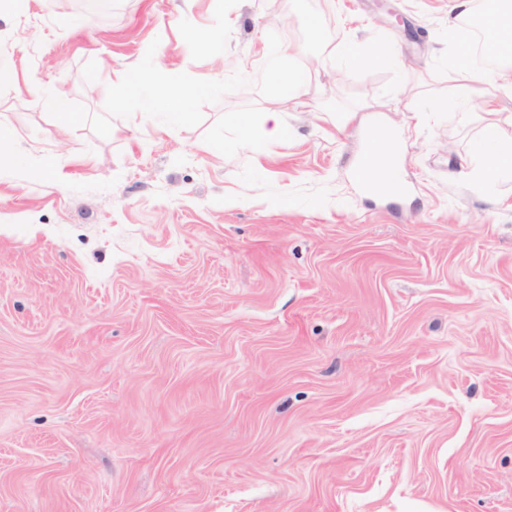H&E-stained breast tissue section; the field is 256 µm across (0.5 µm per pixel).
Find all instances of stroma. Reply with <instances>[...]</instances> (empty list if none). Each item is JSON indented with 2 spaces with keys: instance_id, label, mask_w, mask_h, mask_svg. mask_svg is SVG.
I'll use <instances>...</instances> for the list:
<instances>
[{
  "instance_id": "obj_1",
  "label": "stroma",
  "mask_w": 512,
  "mask_h": 512,
  "mask_svg": "<svg viewBox=\"0 0 512 512\" xmlns=\"http://www.w3.org/2000/svg\"><path fill=\"white\" fill-rule=\"evenodd\" d=\"M94 2L0 0V512H512V181L454 175L512 98L448 106V0ZM273 80L277 82L282 94L288 96V100L297 99L304 93L305 83L298 80L292 72L274 65L271 68Z\"/></svg>"
}]
</instances>
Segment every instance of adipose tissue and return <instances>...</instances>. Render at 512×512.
I'll list each match as a JSON object with an SVG mask.
<instances>
[{
	"instance_id": "ef3b65f1",
	"label": "adipose tissue",
	"mask_w": 512,
	"mask_h": 512,
	"mask_svg": "<svg viewBox=\"0 0 512 512\" xmlns=\"http://www.w3.org/2000/svg\"><path fill=\"white\" fill-rule=\"evenodd\" d=\"M485 39L500 59L497 66L477 69L449 60L448 68L455 88L461 95L493 90L512 96V18H505L498 6L486 8L484 13ZM486 142L495 146L494 151H478L475 155L462 158L459 172L475 174L489 181L512 180V144L498 143L495 132H487Z\"/></svg>"
}]
</instances>
